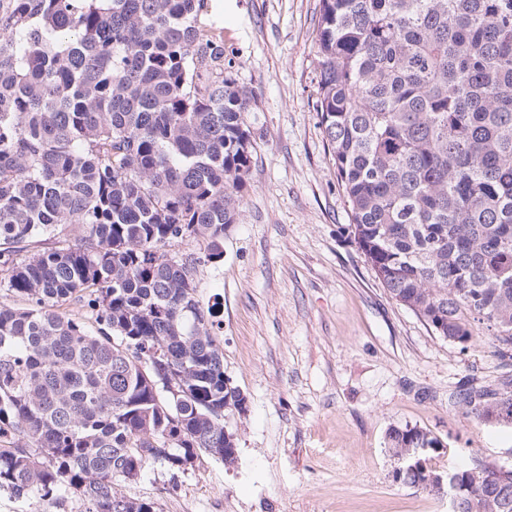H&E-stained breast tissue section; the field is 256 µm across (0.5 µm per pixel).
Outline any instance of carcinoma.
Listing matches in <instances>:
<instances>
[{"label":"carcinoma","mask_w":512,"mask_h":512,"mask_svg":"<svg viewBox=\"0 0 512 512\" xmlns=\"http://www.w3.org/2000/svg\"><path fill=\"white\" fill-rule=\"evenodd\" d=\"M315 111L350 233L390 296L435 335L486 326L512 354V0H319ZM208 0H0V492L82 512H157L121 486L237 452L214 307L247 191L253 91L224 67ZM204 258L173 253L185 239ZM93 297L96 331L61 312ZM512 415V380L467 387ZM401 484L427 489L441 440ZM458 512H512V467L454 470Z\"/></svg>","instance_id":"1"}]
</instances>
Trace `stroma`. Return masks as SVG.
<instances>
[{
	"mask_svg": "<svg viewBox=\"0 0 512 512\" xmlns=\"http://www.w3.org/2000/svg\"><path fill=\"white\" fill-rule=\"evenodd\" d=\"M319 0H209L224 61L255 94L248 191L224 234L204 241L198 298L216 309L224 376L247 398L226 417L237 461L205 455L171 476L153 465L122 488L161 512H449L447 497L395 481L391 427L430 431L433 469L512 466V424L483 423L455 400L512 376L483 336L460 347L391 298L348 232L350 212L316 101Z\"/></svg>",
	"mask_w": 512,
	"mask_h": 512,
	"instance_id": "stroma-1",
	"label": "stroma"
}]
</instances>
